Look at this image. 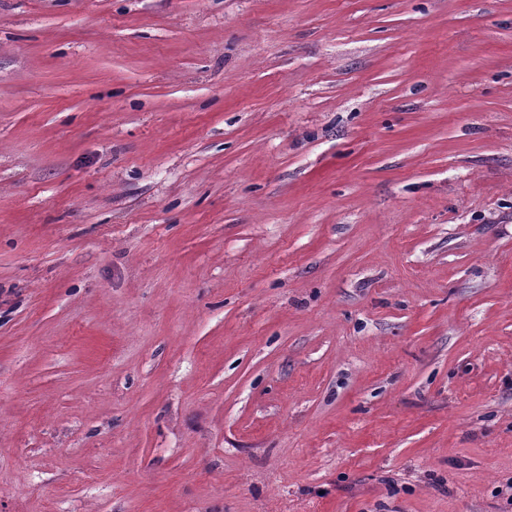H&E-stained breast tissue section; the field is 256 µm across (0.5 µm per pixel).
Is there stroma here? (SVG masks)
<instances>
[{
	"mask_svg": "<svg viewBox=\"0 0 512 512\" xmlns=\"http://www.w3.org/2000/svg\"><path fill=\"white\" fill-rule=\"evenodd\" d=\"M0 512H512V0H0Z\"/></svg>",
	"mask_w": 512,
	"mask_h": 512,
	"instance_id": "obj_1",
	"label": "stroma"
}]
</instances>
